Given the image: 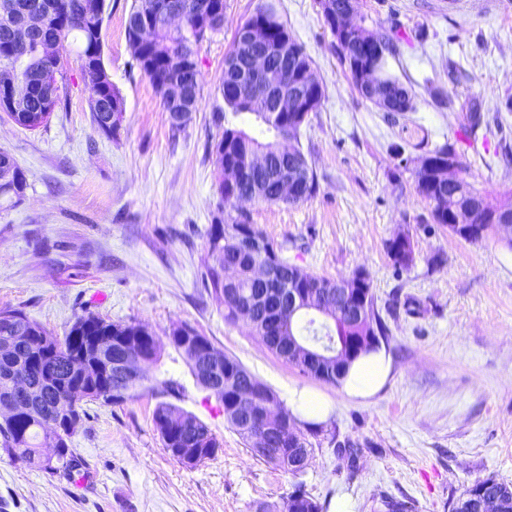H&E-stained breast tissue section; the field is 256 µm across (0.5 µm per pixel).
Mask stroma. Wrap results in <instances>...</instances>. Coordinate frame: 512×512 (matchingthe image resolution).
I'll return each mask as SVG.
<instances>
[{"instance_id": "stroma-1", "label": "stroma", "mask_w": 512, "mask_h": 512, "mask_svg": "<svg viewBox=\"0 0 512 512\" xmlns=\"http://www.w3.org/2000/svg\"><path fill=\"white\" fill-rule=\"evenodd\" d=\"M107 2L105 63L125 100L116 133L96 132L81 63L67 43L66 110L33 131L0 112V150L27 178L19 201L0 197V309H22L60 337L87 312L144 323L159 337L186 322L277 395L292 385L320 391L334 410L309 437L314 451L302 477L318 501L344 490L356 512H376L384 495L411 500L415 512H449L478 480L512 484V247L493 230L471 244L435 223L408 166L449 142L475 190L512 188V166L498 155L512 146V0H358L368 28L394 34L390 68L414 93L413 110L393 119L355 89L318 0H224L222 31L198 51L197 108L178 130L126 39L132 0ZM267 4L324 87L300 135L317 189L298 204L247 210L290 263L330 278L369 275L393 372L364 403L302 375L248 328L225 322L223 304L202 284L206 234L220 214L224 58L238 27ZM473 102L492 121L470 138L462 116ZM401 233L415 253L405 269L386 252ZM147 376L149 388L123 404L85 403L72 443L78 481L1 453L0 512H255L288 494L293 477L245 447L171 347ZM168 378L182 384L180 394L158 390ZM162 402L210 427L221 443L215 458L189 467L165 450L152 422ZM346 441L355 459L337 453Z\"/></svg>"}]
</instances>
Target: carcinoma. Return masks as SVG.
I'll list each match as a JSON object with an SVG mask.
<instances>
[{"label": "carcinoma", "instance_id": "1", "mask_svg": "<svg viewBox=\"0 0 512 512\" xmlns=\"http://www.w3.org/2000/svg\"><path fill=\"white\" fill-rule=\"evenodd\" d=\"M155 4L154 22L158 28L154 32L151 46H141L134 34L135 26L147 13L145 0H133L126 20L127 40L138 66L161 96L164 110L173 113L165 87L178 81L184 85L186 91L187 110L193 112L200 96L201 73L197 68L189 72L175 73L170 70L167 59L180 56L197 60L200 44L219 33L224 26V0H155ZM106 10V0H101L98 12L91 17L84 11L83 0H52V12L44 18L42 29L25 34L28 52L21 61L14 55L16 34L0 25V86L23 77L30 87V95L20 108V114L14 116L7 113L14 123L25 129L36 130L49 121L45 113L56 112L65 106L56 80L58 76L64 77L62 55L58 50L47 52L43 43L53 41L60 44L70 39L77 45L81 63H86V58L90 56L94 57L88 84V108L95 129L105 136L112 135L122 112L125 111V103L112 84L104 61L103 25ZM161 10L181 15L182 27H169L164 22L163 15L159 14ZM202 16L208 18L206 28L198 24V18ZM348 52L360 66L370 67L375 71L377 85L388 94L407 93L403 111L409 112L413 109V97L409 94V89L387 70L388 58L395 54L392 37H386V48L379 54L366 52L355 45ZM297 54L309 58L302 45L295 40L284 47L280 61L282 80H288L291 64ZM220 89L224 102L232 110L234 117L250 113L245 99L237 89L230 87L227 78L221 79ZM253 116L259 126L258 133L227 126L215 145L218 163L217 191L224 204V218L217 219L208 233L202 281L211 296L224 301L225 321L230 324L242 322L253 334L263 337L269 335L264 319L245 318L239 314L237 307V295L258 287L251 272L262 262L263 257L240 253L231 243L232 227L249 222L248 214L236 212L232 199L249 191L256 184L259 190L253 194L255 201L281 203V189L273 170V166L281 163V147L288 142L295 160L306 164L308 159L298 141L300 124L293 121L288 113L255 112ZM464 119L465 131L469 134L476 133L484 121L480 106L471 105ZM257 154L269 158L271 165L255 167L247 178L238 182L231 181L233 170L241 167L246 158ZM460 183L471 196L479 199L490 210L503 205L512 206V189L492 202L474 191L465 178H460ZM26 187V177L22 169L8 152L0 151V195L12 194L19 198L23 196ZM415 192L430 205L435 223L448 224V199L444 198L440 190L417 186ZM386 249L396 267L407 268L414 261V246L406 234H399L388 241ZM311 279L333 283L331 278L309 274L296 266L292 268L290 282L294 287L305 288ZM355 292L360 295L358 302L367 303L368 308L367 314L359 322L351 321L343 312H332L317 327L315 320L306 321L300 313L292 317L283 315L277 329L278 335L293 337L310 348L318 343L330 348L321 367L308 369L302 366L299 368L300 373L336 385L346 373L347 367L361 353L375 348L379 339L387 336V328L376 309L368 277H363L362 287L355 288ZM91 327L96 333L111 330L117 335L138 334L144 337L140 352L150 359V363L159 362L162 356L159 339L147 325L139 322L112 323L95 314L85 313L75 318L66 336L59 338L21 310H0V397H8L3 383L5 368L19 361L27 367L30 383L41 394L39 417L19 415L11 420L0 421V450L9 457L26 460L41 472L69 480L79 476V465L70 443L82 425L85 415L82 403L96 400L95 394L102 388L110 391V398L105 400L107 404H122L136 394V390L121 384L116 376L105 369L87 375L75 374L70 370L71 361L82 349L84 337L90 334ZM190 334L198 336L200 332L188 323L176 324L169 331L172 339L168 340V344L187 365L196 385L215 396L224 407V419L255 456L295 478L301 476L299 468L296 467L300 458L295 456L294 449H300L307 458L311 456L313 448L303 433L309 425L299 422L280 403L278 407L283 414L281 427L269 438L268 448L256 447L254 436L258 434V428L239 419L233 410V393L229 390L212 389L200 367L202 355L182 346L178 340V337ZM339 351L344 353L341 359L336 358ZM60 400L68 404L69 415L67 424L56 434L57 452L49 456L43 452L45 442L42 432L49 410ZM153 425L161 436L164 448L178 460L181 459L180 449L188 447L190 440L195 441L198 464L214 458L221 447L205 422L169 403L162 402L157 405L153 414ZM258 512H324V506L310 495L303 482L298 481L283 498L282 503H263L258 507Z\"/></svg>", "mask_w": 512, "mask_h": 512}]
</instances>
